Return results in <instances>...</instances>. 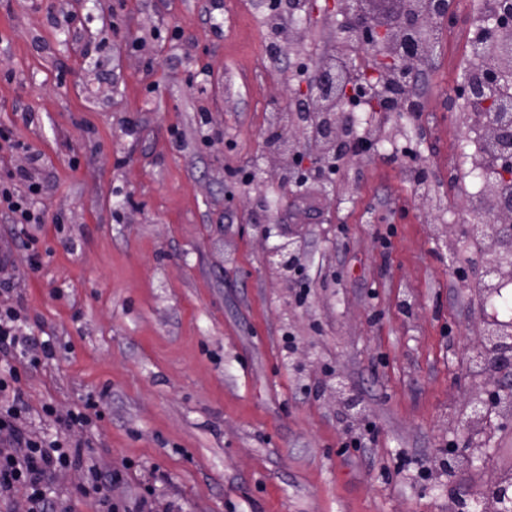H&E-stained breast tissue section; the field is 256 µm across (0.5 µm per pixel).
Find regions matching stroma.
Here are the masks:
<instances>
[{"mask_svg":"<svg viewBox=\"0 0 512 512\" xmlns=\"http://www.w3.org/2000/svg\"><path fill=\"white\" fill-rule=\"evenodd\" d=\"M477 6L454 0L420 76L429 111L364 113L370 154L290 201L268 143L300 132L267 117L327 56L335 16L275 57L265 0H0V134L39 154L44 216L0 211L27 428L90 449L121 477L113 497L151 512H448L456 488L512 477L496 407L474 437L485 464L442 465L490 388L472 368L475 146L458 139L481 124L448 98ZM287 234L304 270L285 279L266 254ZM77 410L90 424L68 429ZM87 478L51 484L70 512H105Z\"/></svg>","mask_w":512,"mask_h":512,"instance_id":"obj_1","label":"stroma"}]
</instances>
